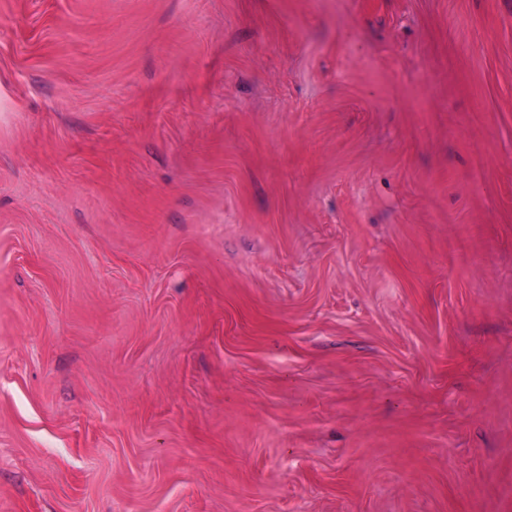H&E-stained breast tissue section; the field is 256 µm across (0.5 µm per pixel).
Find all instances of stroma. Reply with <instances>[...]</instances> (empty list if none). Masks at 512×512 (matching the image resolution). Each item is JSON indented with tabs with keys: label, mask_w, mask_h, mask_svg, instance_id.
I'll list each match as a JSON object with an SVG mask.
<instances>
[{
	"label": "stroma",
	"mask_w": 512,
	"mask_h": 512,
	"mask_svg": "<svg viewBox=\"0 0 512 512\" xmlns=\"http://www.w3.org/2000/svg\"><path fill=\"white\" fill-rule=\"evenodd\" d=\"M0 512H512V0H0Z\"/></svg>",
	"instance_id": "stroma-1"
}]
</instances>
